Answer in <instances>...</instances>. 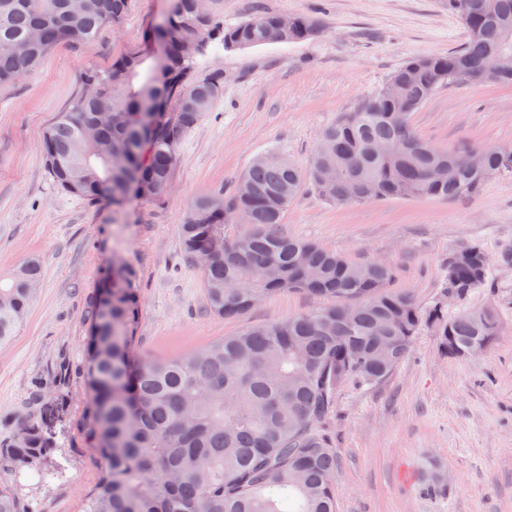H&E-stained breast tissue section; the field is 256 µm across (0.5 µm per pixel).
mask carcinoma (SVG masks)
<instances>
[{"mask_svg":"<svg viewBox=\"0 0 512 512\" xmlns=\"http://www.w3.org/2000/svg\"><path fill=\"white\" fill-rule=\"evenodd\" d=\"M130 0H0V83L32 72L57 44H80L120 22ZM464 46L446 56L408 59L351 112L324 129L302 170L278 151L259 155L229 190L197 200L180 236L201 265L210 311L248 312L262 297L301 291L334 303L252 327L189 355L147 360L132 352L140 318L133 267L112 259L90 326L86 382L93 443L106 461L81 512H336V456L315 430L351 381L377 383L407 357L424 326L442 352L462 356L490 345L497 314L419 306L388 291L385 262H348L315 242L280 232L302 185L336 204L389 199H458L491 178L512 174V153L473 145L452 150L423 142L412 115L444 84L482 83L490 57L512 54V0H448ZM275 14L226 26L197 0H171L145 46L105 70L87 69L82 93L46 131L45 167L62 191L121 208L161 201L185 135L212 110L224 75L204 61L220 51L268 44ZM295 16L288 42L318 34ZM243 222L248 230L233 226ZM444 285L467 299L488 286L483 248L454 249ZM42 275L39 261L0 279V342L13 336ZM50 441L20 425L0 445V512H19L9 477L38 468Z\"/></svg>","mask_w":512,"mask_h":512,"instance_id":"cac0c4a2","label":"carcinoma"}]
</instances>
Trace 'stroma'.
<instances>
[{
    "label": "stroma",
    "instance_id": "35a3bbf8",
    "mask_svg": "<svg viewBox=\"0 0 512 512\" xmlns=\"http://www.w3.org/2000/svg\"><path fill=\"white\" fill-rule=\"evenodd\" d=\"M169 0H131L118 27L77 46L53 48L28 76L0 84V277L34 258L42 277L10 341L0 343V443L23 420L54 446L48 474L12 477L19 512H79L105 465L89 436L86 386L90 319L101 273L113 255L134 268L140 320L133 349L144 359L190 354L256 325L328 305L285 291L246 314L213 315L201 266L179 228L192 204L233 187L253 159L277 148L308 166L322 130L387 82L407 59L446 55L466 35L448 0H217L225 24L264 11L318 20L313 39L213 55L224 90L183 139L173 186L160 202L123 209L59 190L39 145L75 98L88 68L144 45ZM438 148H512V85L440 88L412 116ZM350 262H389L391 290L444 312L493 307L500 331L480 353L445 357L423 328L408 357L371 386L350 382L318 426L336 456L337 512H512V175L472 197L339 205L303 185L280 226ZM477 243L491 265L489 287L444 302L451 249Z\"/></svg>",
    "mask_w": 512,
    "mask_h": 512
}]
</instances>
